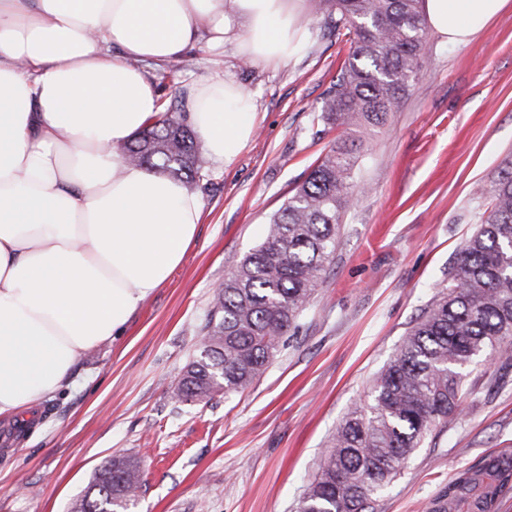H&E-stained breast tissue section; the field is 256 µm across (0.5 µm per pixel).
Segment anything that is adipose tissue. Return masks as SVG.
Wrapping results in <instances>:
<instances>
[{"instance_id":"1","label":"adipose tissue","mask_w":512,"mask_h":512,"mask_svg":"<svg viewBox=\"0 0 512 512\" xmlns=\"http://www.w3.org/2000/svg\"><path fill=\"white\" fill-rule=\"evenodd\" d=\"M511 6L423 0L451 45ZM228 42L250 63L303 54L299 0H0V418L61 388L195 241L202 197L121 150L161 111L142 64ZM188 111L207 154L227 163L255 127L231 79L197 82Z\"/></svg>"}]
</instances>
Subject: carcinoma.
Listing matches in <instances>:
<instances>
[{
  "label": "carcinoma",
  "mask_w": 512,
  "mask_h": 512,
  "mask_svg": "<svg viewBox=\"0 0 512 512\" xmlns=\"http://www.w3.org/2000/svg\"><path fill=\"white\" fill-rule=\"evenodd\" d=\"M349 42L319 120L339 130L307 179L270 217L264 240L243 255L217 289L198 351L178 381L180 401L229 396L251 386L279 352L320 285L336 251L342 216L359 186L352 131L380 124L406 95L425 57L421 0H311ZM141 130L124 162L158 169L192 187L205 175L198 138L178 98ZM490 212L448 268V283L406 332L376 376L371 403L356 405L295 504V512H374L378 492L401 475L433 427L460 412L463 368L484 354L512 367V158L487 190ZM139 461L114 455L98 469L71 512H132L142 487ZM512 490V456L448 485L434 512H488Z\"/></svg>",
  "instance_id": "1"
}]
</instances>
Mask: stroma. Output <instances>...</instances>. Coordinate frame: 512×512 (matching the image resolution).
Listing matches in <instances>:
<instances>
[{
	"instance_id": "obj_1",
	"label": "stroma",
	"mask_w": 512,
	"mask_h": 512,
	"mask_svg": "<svg viewBox=\"0 0 512 512\" xmlns=\"http://www.w3.org/2000/svg\"><path fill=\"white\" fill-rule=\"evenodd\" d=\"M311 45L276 66L247 65L235 43L195 49L175 84L143 71L163 98L228 76L255 102L254 135L229 164L206 160L195 243L120 336L85 353L74 383L31 416L0 420V512H70L116 454L140 462L136 512H293L337 426L367 403L375 375L448 279L486 218L484 191L512 156V10L469 45L428 37L406 96L380 125L357 130L362 191L345 213L323 282L259 381L207 402L173 392L214 293L270 216L336 140L317 115L349 44L309 0ZM484 356L466 367L461 410L379 492L376 512H432L464 472L512 454V372Z\"/></svg>"
}]
</instances>
